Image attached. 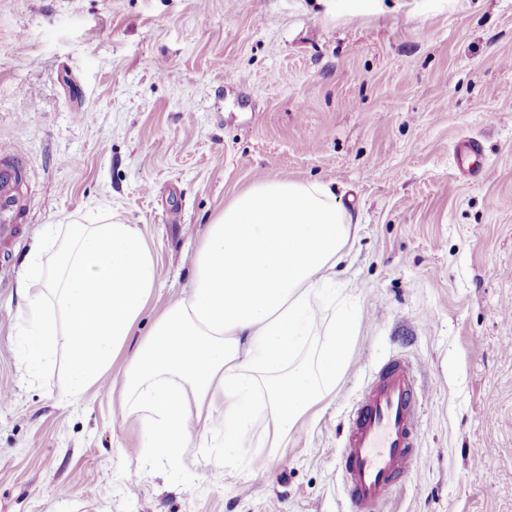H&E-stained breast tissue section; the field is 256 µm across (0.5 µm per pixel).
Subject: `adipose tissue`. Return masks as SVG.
<instances>
[{
  "label": "adipose tissue",
  "instance_id": "ef3b65f1",
  "mask_svg": "<svg viewBox=\"0 0 512 512\" xmlns=\"http://www.w3.org/2000/svg\"><path fill=\"white\" fill-rule=\"evenodd\" d=\"M356 225L329 184L266 180L235 195L195 253L191 292L171 305L135 348L121 375L124 410L143 445L174 460L214 426L224 455L252 446L262 421L269 448L325 397L344 372L358 325L325 329L316 362L301 354L316 334L314 297L335 282ZM47 296L32 302L21 335L25 361L68 356L66 389L100 381L129 343L160 284L138 225L78 224L52 272L34 263ZM223 415H213L216 404Z\"/></svg>",
  "mask_w": 512,
  "mask_h": 512
}]
</instances>
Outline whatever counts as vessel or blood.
I'll list each match as a JSON object with an SVG mask.
<instances>
[{"mask_svg": "<svg viewBox=\"0 0 512 512\" xmlns=\"http://www.w3.org/2000/svg\"><path fill=\"white\" fill-rule=\"evenodd\" d=\"M16 166L0 168V248L18 239ZM420 396L408 362L388 360L361 393L343 438L340 468L350 512H379L418 460Z\"/></svg>", "mask_w": 512, "mask_h": 512, "instance_id": "1", "label": "vessel or blood"}]
</instances>
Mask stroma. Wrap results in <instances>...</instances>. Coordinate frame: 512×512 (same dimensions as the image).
<instances>
[{
  "label": "stroma",
  "mask_w": 512,
  "mask_h": 512,
  "mask_svg": "<svg viewBox=\"0 0 512 512\" xmlns=\"http://www.w3.org/2000/svg\"><path fill=\"white\" fill-rule=\"evenodd\" d=\"M483 149L460 174L458 142ZM23 230L0 279V512H349L339 450L375 368L411 364L420 457L380 512H512V0H0V163ZM331 184L359 219L313 313L359 323L349 365L276 452L147 455L115 381L64 390L17 333L47 225L142 230L161 286H193L213 217L253 183Z\"/></svg>",
  "instance_id": "obj_1"
}]
</instances>
